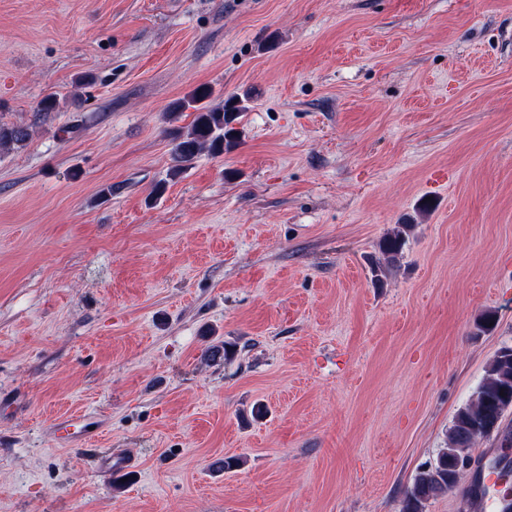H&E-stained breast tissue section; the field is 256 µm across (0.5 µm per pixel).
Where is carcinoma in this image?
Segmentation results:
<instances>
[{"instance_id": "cac0c4a2", "label": "carcinoma", "mask_w": 512, "mask_h": 512, "mask_svg": "<svg viewBox=\"0 0 512 512\" xmlns=\"http://www.w3.org/2000/svg\"><path fill=\"white\" fill-rule=\"evenodd\" d=\"M209 86H200L179 100L175 110L191 109L196 115L186 130H178L171 150L174 165L171 175L176 176L186 164L203 152L223 154L232 151L238 143L234 127L239 115L246 111L244 100L232 95L213 107ZM28 128L0 124V148L22 146L29 140ZM411 225L399 224L380 243L381 252L392 262L401 254ZM512 409V347L501 348L491 361L486 376L476 387L471 400L460 407L448 430V447L439 450L433 462L422 468L406 490L404 512H423L425 504L440 492L451 489L448 479V451L469 458L468 449L478 437L500 432L505 413Z\"/></svg>"}]
</instances>
